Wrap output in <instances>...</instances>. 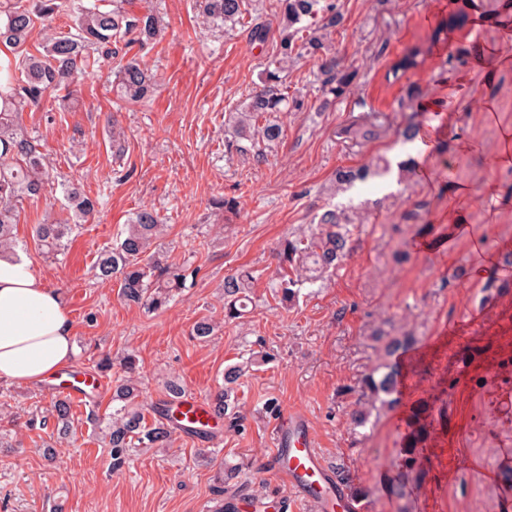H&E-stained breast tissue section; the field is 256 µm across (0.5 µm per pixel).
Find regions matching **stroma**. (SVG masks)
Instances as JSON below:
<instances>
[{
    "mask_svg": "<svg viewBox=\"0 0 512 512\" xmlns=\"http://www.w3.org/2000/svg\"><path fill=\"white\" fill-rule=\"evenodd\" d=\"M274 2L256 0L223 33L204 24L195 0H125L126 10L153 11L166 28L159 44L138 54L158 84L155 94L121 101L116 64L103 60L78 73L75 111H60L52 92L22 114L54 172L99 200L57 256L39 252L32 228L67 219L61 191L24 201L16 226L20 251L72 321L71 371L94 369L103 353L116 360L135 353L152 420L166 377L208 397L245 343L262 341L276 359L243 381L245 430L222 422L207 436L178 433L169 447L136 452L128 467L112 471L89 413L111 412L113 372L90 406L74 405L72 435L50 464L48 431L25 422L49 406L51 381H0V430H10L13 443L0 453V512H54L58 503L63 512H210L220 462L243 467L224 486L241 512H287L294 493L262 470L279 425L258 416L271 397L282 410L307 415L340 479L365 489L369 512H512V266L504 253L512 246V167L497 161L512 133V0H337L345 22L333 43L355 74L349 92L320 110L317 63L297 59L286 86L303 108L279 113L280 143L246 160L226 148L224 128L276 52ZM452 16L459 23L435 45L432 61L390 79L396 55L429 42ZM359 117L380 125L382 137L348 138L345 127ZM410 122L420 134L406 142L399 132ZM381 155L414 159L416 171L401 182L371 179L332 194L337 168ZM224 198L236 208H221ZM348 202L365 207L353 255L282 307L272 297L280 241ZM142 208L167 224L161 248L170 262L199 268L191 288L157 314L127 304L118 283L93 270L98 252ZM241 269L254 276L252 303L245 318L228 322L224 278ZM473 311L483 314L482 330L456 343L449 328ZM201 317L217 324L206 342L191 334ZM403 336L431 348L408 365L411 402L390 408L363 380L401 362L388 345ZM410 406L428 436L408 467L396 421ZM358 409L366 413L359 426L350 419ZM203 448L214 449L213 464L198 462Z\"/></svg>",
    "mask_w": 512,
    "mask_h": 512,
    "instance_id": "1",
    "label": "stroma"
}]
</instances>
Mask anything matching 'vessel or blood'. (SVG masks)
<instances>
[{
    "instance_id": "b4317fda",
    "label": "vessel or blood",
    "mask_w": 512,
    "mask_h": 512,
    "mask_svg": "<svg viewBox=\"0 0 512 512\" xmlns=\"http://www.w3.org/2000/svg\"><path fill=\"white\" fill-rule=\"evenodd\" d=\"M103 387L102 376L89 372L60 381L56 389L78 402ZM172 408L179 430L202 431L210 424L209 407L201 397L184 396L173 402ZM267 468L270 475L294 491L297 504L310 507L312 512H367L365 502L337 484L300 412L284 414Z\"/></svg>"
}]
</instances>
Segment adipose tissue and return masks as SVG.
<instances>
[{"mask_svg":"<svg viewBox=\"0 0 512 512\" xmlns=\"http://www.w3.org/2000/svg\"><path fill=\"white\" fill-rule=\"evenodd\" d=\"M76 353L72 322L30 261L0 254V380L38 384Z\"/></svg>","mask_w":512,"mask_h":512,"instance_id":"obj_1","label":"adipose tissue"}]
</instances>
